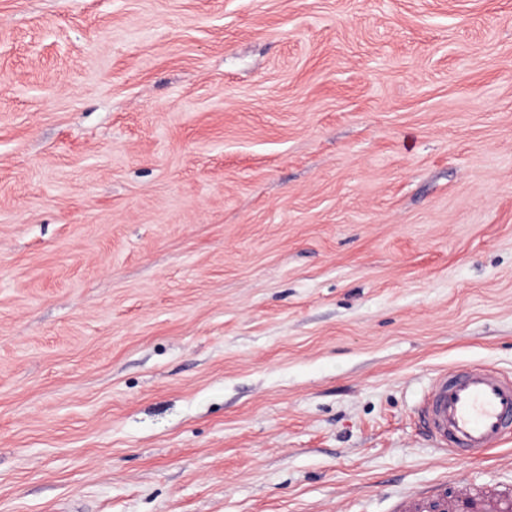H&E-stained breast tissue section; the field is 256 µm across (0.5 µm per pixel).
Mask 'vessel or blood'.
<instances>
[{
    "label": "vessel or blood",
    "mask_w": 512,
    "mask_h": 512,
    "mask_svg": "<svg viewBox=\"0 0 512 512\" xmlns=\"http://www.w3.org/2000/svg\"><path fill=\"white\" fill-rule=\"evenodd\" d=\"M434 448L458 460L479 457L512 435V378L483 364L435 372L416 411ZM397 512H512V487L486 490L442 479L405 492Z\"/></svg>",
    "instance_id": "b4317fda"
}]
</instances>
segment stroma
<instances>
[{
  "instance_id": "stroma-1",
  "label": "stroma",
  "mask_w": 512,
  "mask_h": 512,
  "mask_svg": "<svg viewBox=\"0 0 512 512\" xmlns=\"http://www.w3.org/2000/svg\"><path fill=\"white\" fill-rule=\"evenodd\" d=\"M512 375V0H0V512H394L435 371Z\"/></svg>"
}]
</instances>
